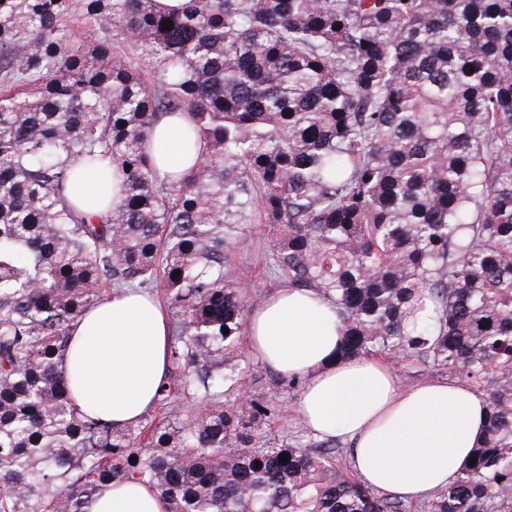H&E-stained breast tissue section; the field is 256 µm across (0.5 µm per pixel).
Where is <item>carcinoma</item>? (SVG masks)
Masks as SVG:
<instances>
[{
  "instance_id": "1",
  "label": "carcinoma",
  "mask_w": 512,
  "mask_h": 512,
  "mask_svg": "<svg viewBox=\"0 0 512 512\" xmlns=\"http://www.w3.org/2000/svg\"><path fill=\"white\" fill-rule=\"evenodd\" d=\"M180 112L197 156L174 173L145 143ZM79 165L122 179L96 221L67 197ZM256 207L276 278L336 305L341 357L487 398L477 462L424 512H512V0H0V512H86L112 482L168 512L415 509L346 474L338 439L267 438L281 407L249 390L254 298L224 261ZM139 289L169 310L170 370L117 430L77 411L63 358Z\"/></svg>"
}]
</instances>
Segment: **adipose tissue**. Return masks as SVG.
<instances>
[{"label": "adipose tissue", "instance_id": "ef3b65f1", "mask_svg": "<svg viewBox=\"0 0 512 512\" xmlns=\"http://www.w3.org/2000/svg\"><path fill=\"white\" fill-rule=\"evenodd\" d=\"M188 115L162 120L154 148L173 169L189 164L182 133ZM109 185L83 172L68 188L71 203L101 216ZM65 369L75 405L123 429L155 405L167 377L168 316L148 293H115L71 328ZM341 327L329 299L309 288H274L247 319L249 348L286 378L303 379L292 406L316 435L351 448V465L368 487L419 501L453 483L487 423L488 403L469 386L432 381L401 389L388 365L341 358ZM88 512H167L155 489L123 483L98 493Z\"/></svg>", "mask_w": 512, "mask_h": 512}]
</instances>
